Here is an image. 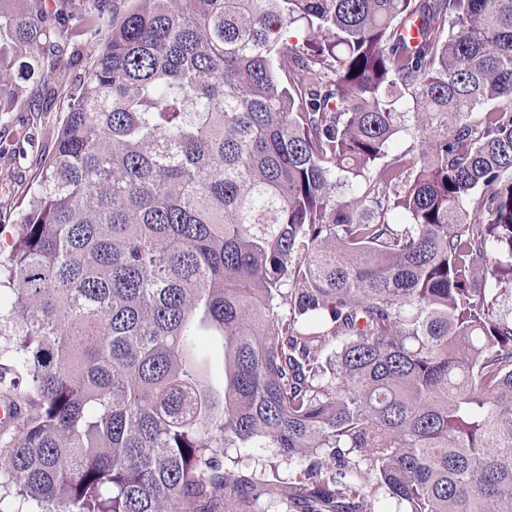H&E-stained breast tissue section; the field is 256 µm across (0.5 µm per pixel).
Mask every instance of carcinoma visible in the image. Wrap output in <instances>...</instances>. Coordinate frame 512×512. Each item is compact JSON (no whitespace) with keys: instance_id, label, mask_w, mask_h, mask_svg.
Returning <instances> with one entry per match:
<instances>
[{"instance_id":"cac0c4a2","label":"carcinoma","mask_w":512,"mask_h":512,"mask_svg":"<svg viewBox=\"0 0 512 512\" xmlns=\"http://www.w3.org/2000/svg\"><path fill=\"white\" fill-rule=\"evenodd\" d=\"M71 7L0 0L1 113ZM0 288L14 512H512V0H133ZM239 467H258V469L266 468L267 473L272 477V472L277 469L282 479H288V464L276 458L268 448H252L248 454L243 456Z\"/></svg>"}]
</instances>
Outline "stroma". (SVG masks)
I'll return each instance as SVG.
<instances>
[{
    "mask_svg": "<svg viewBox=\"0 0 512 512\" xmlns=\"http://www.w3.org/2000/svg\"><path fill=\"white\" fill-rule=\"evenodd\" d=\"M96 42L73 33L63 53L52 57L51 80L29 84V92L45 101L38 118L25 110L0 114V250L9 251L21 203L27 202L49 157L71 103L76 76L92 64Z\"/></svg>",
    "mask_w": 512,
    "mask_h": 512,
    "instance_id": "obj_1",
    "label": "stroma"
}]
</instances>
